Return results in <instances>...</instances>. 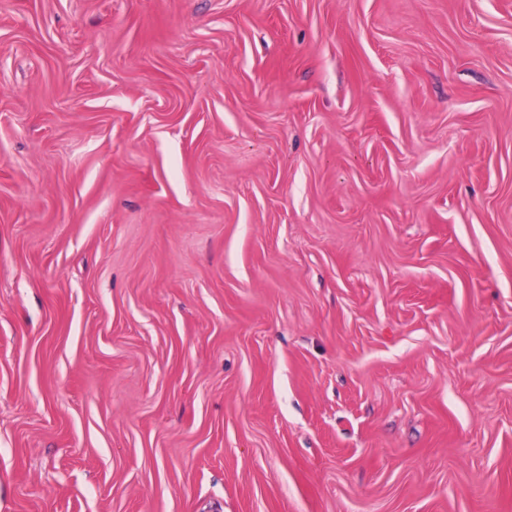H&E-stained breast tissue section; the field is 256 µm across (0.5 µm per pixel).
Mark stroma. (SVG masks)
I'll list each match as a JSON object with an SVG mask.
<instances>
[{"label":"stroma","mask_w":512,"mask_h":512,"mask_svg":"<svg viewBox=\"0 0 512 512\" xmlns=\"http://www.w3.org/2000/svg\"><path fill=\"white\" fill-rule=\"evenodd\" d=\"M0 512H512V0H0Z\"/></svg>","instance_id":"35a3bbf8"}]
</instances>
